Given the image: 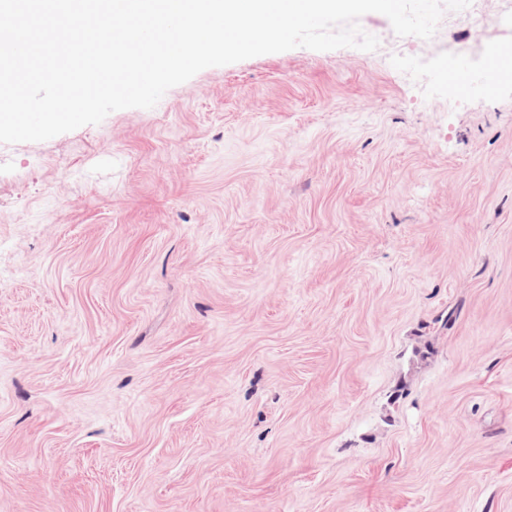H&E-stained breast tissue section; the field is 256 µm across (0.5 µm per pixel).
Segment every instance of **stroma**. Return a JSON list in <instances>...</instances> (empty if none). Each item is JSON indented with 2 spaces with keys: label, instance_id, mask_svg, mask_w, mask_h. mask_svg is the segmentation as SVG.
Here are the masks:
<instances>
[{
  "label": "stroma",
  "instance_id": "1",
  "mask_svg": "<svg viewBox=\"0 0 512 512\" xmlns=\"http://www.w3.org/2000/svg\"><path fill=\"white\" fill-rule=\"evenodd\" d=\"M476 3L0 143V512H512V0Z\"/></svg>",
  "mask_w": 512,
  "mask_h": 512
}]
</instances>
